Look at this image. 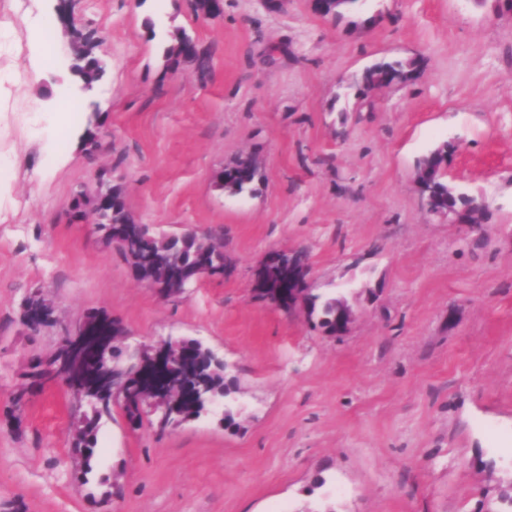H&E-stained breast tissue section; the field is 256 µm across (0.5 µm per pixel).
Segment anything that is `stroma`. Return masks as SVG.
Returning <instances> with one entry per match:
<instances>
[{"instance_id":"1","label":"stroma","mask_w":512,"mask_h":512,"mask_svg":"<svg viewBox=\"0 0 512 512\" xmlns=\"http://www.w3.org/2000/svg\"><path fill=\"white\" fill-rule=\"evenodd\" d=\"M38 19L56 63L0 107V512H512V14L496 0H362L339 21L309 0H224L215 19L192 0H0L1 71L25 72ZM71 24L96 31L107 66L89 91L69 69ZM178 30L208 49L207 75L167 64ZM408 59L411 81L348 87ZM60 96L75 131L98 107L94 151L35 137ZM445 143L449 184L488 197L479 233L419 205L416 164ZM243 153L260 176L232 195L216 174ZM103 174L137 223L215 236L224 276L166 300L134 281L92 211L71 209ZM282 248L306 254L314 293L357 309L348 336L252 295ZM35 291L59 321L31 332ZM95 310L128 349L200 341L232 385L162 434L113 408L86 471L82 408L60 381L27 384Z\"/></svg>"}]
</instances>
